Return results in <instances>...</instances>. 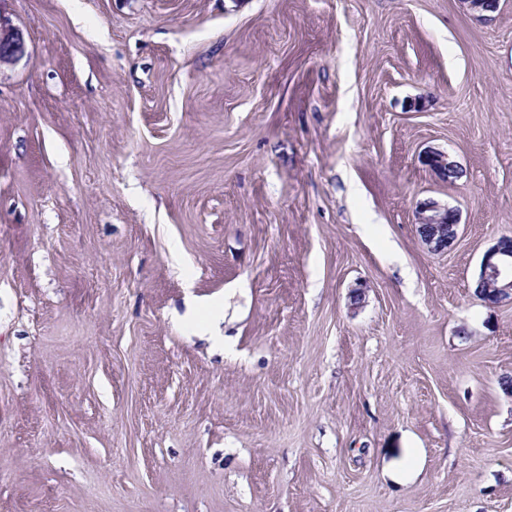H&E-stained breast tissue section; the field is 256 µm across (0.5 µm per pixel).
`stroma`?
<instances>
[{
    "label": "stroma",
    "instance_id": "obj_1",
    "mask_svg": "<svg viewBox=\"0 0 512 512\" xmlns=\"http://www.w3.org/2000/svg\"><path fill=\"white\" fill-rule=\"evenodd\" d=\"M0 18V504L512 512V302L474 293L512 236V0ZM26 46L19 29L4 24L0 18V67L12 64L25 54ZM420 160L442 181L450 183L459 174L457 162L447 152L428 149L420 155ZM448 215L453 221L448 223ZM417 233L422 243L432 252L447 251L458 237L460 216L457 210L427 199L415 206Z\"/></svg>",
    "mask_w": 512,
    "mask_h": 512
}]
</instances>
